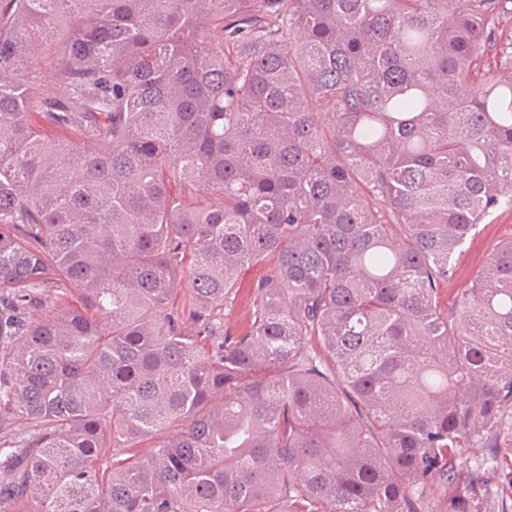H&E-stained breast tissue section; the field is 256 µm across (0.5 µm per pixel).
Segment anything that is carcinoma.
Wrapping results in <instances>:
<instances>
[{
  "mask_svg": "<svg viewBox=\"0 0 512 512\" xmlns=\"http://www.w3.org/2000/svg\"><path fill=\"white\" fill-rule=\"evenodd\" d=\"M510 17L0 0L13 512H495L463 454L512 419V239L444 284L512 208ZM480 224L478 230L468 239L464 251L456 262L452 277L448 280V309L464 288H468L475 273L486 257L503 241L512 238V209H499L488 221ZM260 275V269H250L240 277L231 300L224 306V333L239 335L248 328L254 304L252 285Z\"/></svg>",
  "mask_w": 512,
  "mask_h": 512,
  "instance_id": "obj_1",
  "label": "carcinoma"
}]
</instances>
